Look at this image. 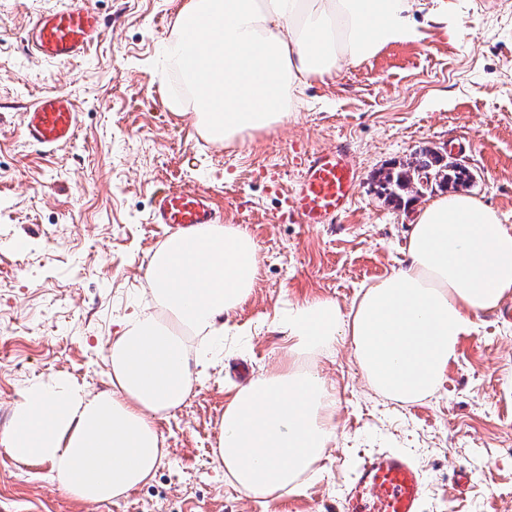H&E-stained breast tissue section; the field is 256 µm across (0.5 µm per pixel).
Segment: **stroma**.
I'll return each instance as SVG.
<instances>
[{
	"instance_id": "obj_1",
	"label": "stroma",
	"mask_w": 512,
	"mask_h": 512,
	"mask_svg": "<svg viewBox=\"0 0 512 512\" xmlns=\"http://www.w3.org/2000/svg\"><path fill=\"white\" fill-rule=\"evenodd\" d=\"M56 0H0V430L31 381L64 373L92 393L110 389L118 322L151 308V254L168 238L152 223L156 189L209 191L226 224L259 247L252 297L226 316L231 331L207 377L157 423L165 456L154 479L112 502L75 500L0 447V512H336L352 473L377 450L407 454L422 471L421 512H512V320L484 317L463 337L440 391L399 406L375 394L347 353L317 365L336 389L337 441L300 491L264 502L244 495L213 456L219 421L239 385L281 357L275 309L311 297L350 306L360 288L398 269L418 207L379 198L373 174L429 147L472 169L467 192L512 228V0H448V20L415 13L414 40L384 47L303 90L277 129L222 145L174 112L175 79L161 48L183 0H90L115 18L71 63L30 54L24 33ZM79 107L76 141L52 153L25 143L19 115L45 93ZM347 143L360 177L335 223H298L284 199L302 160ZM468 461L464 497L451 471Z\"/></svg>"
}]
</instances>
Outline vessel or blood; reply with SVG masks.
<instances>
[{
    "instance_id": "vessel-or-blood-1",
    "label": "vessel or blood",
    "mask_w": 512,
    "mask_h": 512,
    "mask_svg": "<svg viewBox=\"0 0 512 512\" xmlns=\"http://www.w3.org/2000/svg\"><path fill=\"white\" fill-rule=\"evenodd\" d=\"M106 30L89 0H63L37 17L25 43L42 59L65 63L83 57ZM19 127L28 144L44 151L68 146L79 130L77 106L68 94H42L21 112ZM358 180L359 170L347 144L340 142L310 153L289 194L299 223H332L351 207ZM217 220L216 203L209 192L164 189L154 193L153 223L189 230ZM424 492V477L411 459L383 450L364 457L337 512H419Z\"/></svg>"
}]
</instances>
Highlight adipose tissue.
<instances>
[{
	"label": "adipose tissue",
	"mask_w": 512,
	"mask_h": 512,
	"mask_svg": "<svg viewBox=\"0 0 512 512\" xmlns=\"http://www.w3.org/2000/svg\"><path fill=\"white\" fill-rule=\"evenodd\" d=\"M418 0H185L162 46L187 107L215 143L275 128L300 90L342 65L410 39ZM405 264L350 307L311 298L276 309L283 359L239 389L219 424L215 458L245 495L297 490L336 441V390L307 358L348 349L368 387L414 404L441 386L462 337L512 296V229L465 194L418 210ZM259 278L258 245L241 226L207 224L168 237L148 263L153 311L125 315L112 340L110 390L67 375L31 382L0 446L49 464L50 480L89 503L149 483L165 454L155 426L179 408L224 342L222 321Z\"/></svg>",
	"instance_id": "obj_1"
}]
</instances>
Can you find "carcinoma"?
Segmentation results:
<instances>
[{"label":"carcinoma","mask_w":512,"mask_h":512,"mask_svg":"<svg viewBox=\"0 0 512 512\" xmlns=\"http://www.w3.org/2000/svg\"><path fill=\"white\" fill-rule=\"evenodd\" d=\"M472 181L473 174L467 166L428 147L415 152L412 160L398 169L378 174L379 195L394 205L401 204L408 193L422 196L436 187L456 189Z\"/></svg>","instance_id":"carcinoma-1"}]
</instances>
